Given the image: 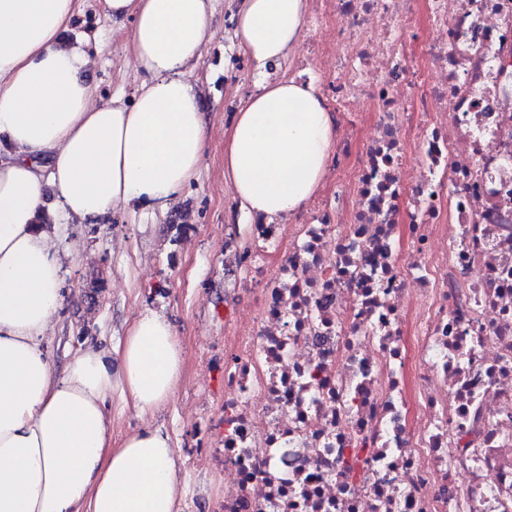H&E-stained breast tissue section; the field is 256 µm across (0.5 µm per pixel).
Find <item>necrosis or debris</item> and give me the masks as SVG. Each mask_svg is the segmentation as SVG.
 Returning a JSON list of instances; mask_svg holds the SVG:
<instances>
[{
	"label": "necrosis or debris",
	"mask_w": 512,
	"mask_h": 512,
	"mask_svg": "<svg viewBox=\"0 0 512 512\" xmlns=\"http://www.w3.org/2000/svg\"><path fill=\"white\" fill-rule=\"evenodd\" d=\"M304 28L328 184L227 234L186 463L211 512H512V0H308Z\"/></svg>",
	"instance_id": "1"
}]
</instances>
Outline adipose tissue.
Listing matches in <instances>:
<instances>
[{
	"instance_id": "obj_1",
	"label": "adipose tissue",
	"mask_w": 512,
	"mask_h": 512,
	"mask_svg": "<svg viewBox=\"0 0 512 512\" xmlns=\"http://www.w3.org/2000/svg\"><path fill=\"white\" fill-rule=\"evenodd\" d=\"M216 0H101L131 20L123 45L143 79L132 102H99L88 51L65 40L75 0H0V512H174L170 438L142 428L112 442L120 387L141 411L167 404L183 348L146 311L119 355L89 346L56 373L45 339L62 305L58 231L41 226L46 192L64 219L166 207L207 149L203 92L191 73ZM306 0H240L233 38L257 69L224 144V175L251 214L285 219L320 190L334 126L315 81L270 78L298 44Z\"/></svg>"
}]
</instances>
